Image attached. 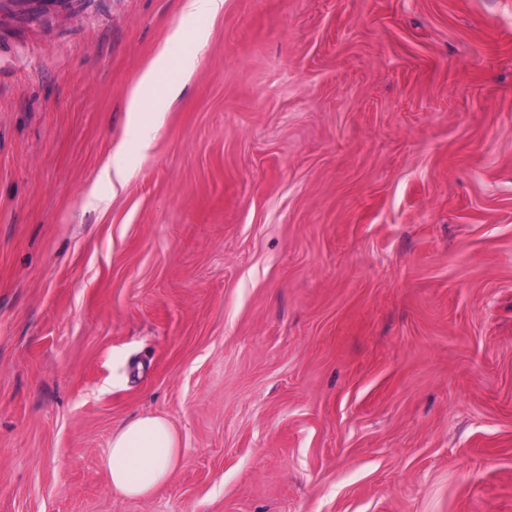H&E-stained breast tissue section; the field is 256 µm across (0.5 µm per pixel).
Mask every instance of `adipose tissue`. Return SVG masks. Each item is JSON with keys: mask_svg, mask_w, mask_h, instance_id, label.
Segmentation results:
<instances>
[{"mask_svg": "<svg viewBox=\"0 0 512 512\" xmlns=\"http://www.w3.org/2000/svg\"><path fill=\"white\" fill-rule=\"evenodd\" d=\"M193 63L188 57L177 65L180 77L190 73ZM171 66L169 47L161 45L130 92L126 137L141 147L150 145L156 131L143 117L153 105L152 91L161 89L170 98L181 90L180 77L174 80L168 76ZM181 460L178 436L169 420L158 415L139 416L113 431L102 466L114 492L146 498L169 480Z\"/></svg>", "mask_w": 512, "mask_h": 512, "instance_id": "1", "label": "adipose tissue"}]
</instances>
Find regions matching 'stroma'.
<instances>
[{
    "label": "stroma",
    "mask_w": 512,
    "mask_h": 512,
    "mask_svg": "<svg viewBox=\"0 0 512 512\" xmlns=\"http://www.w3.org/2000/svg\"><path fill=\"white\" fill-rule=\"evenodd\" d=\"M182 2L0 15V512H512V0ZM183 38L184 32L182 29L174 30L166 43L158 48L154 58L143 70L137 83L132 88L127 110L129 112V125L123 143L134 140L142 148L150 145L156 127L141 115L143 112H151L153 101L150 93L157 87L168 98L177 95L181 90L180 80L185 78L193 67V58H185L179 64L180 78L178 80L167 79V74L172 66L169 44L174 41H181ZM182 460L177 433L163 416H138L112 432L102 466L112 490L147 498L165 484Z\"/></svg>",
    "instance_id": "1"
}]
</instances>
